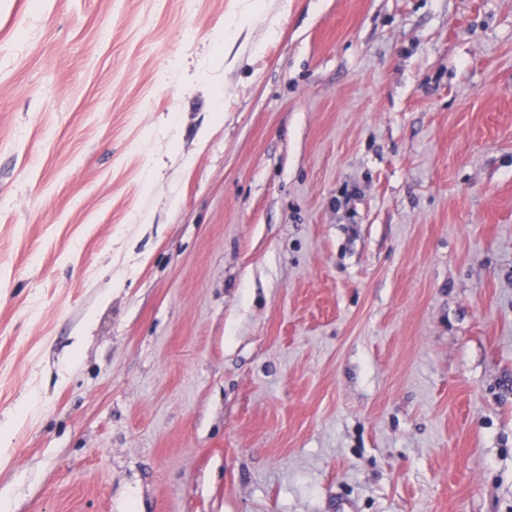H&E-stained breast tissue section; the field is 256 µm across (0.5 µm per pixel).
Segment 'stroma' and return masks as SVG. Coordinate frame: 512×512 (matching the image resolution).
Instances as JSON below:
<instances>
[{
	"label": "stroma",
	"mask_w": 512,
	"mask_h": 512,
	"mask_svg": "<svg viewBox=\"0 0 512 512\" xmlns=\"http://www.w3.org/2000/svg\"><path fill=\"white\" fill-rule=\"evenodd\" d=\"M8 512H512V0H0Z\"/></svg>",
	"instance_id": "stroma-1"
}]
</instances>
